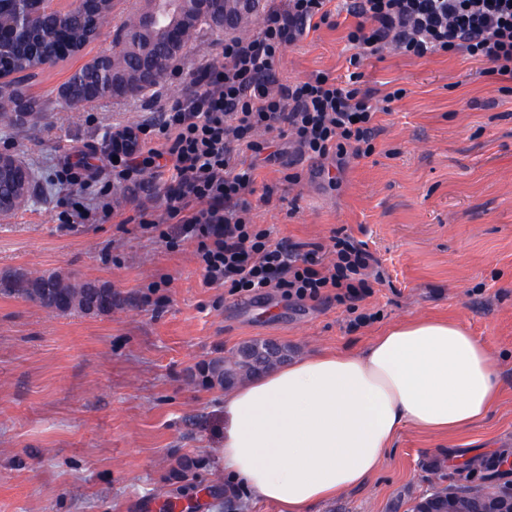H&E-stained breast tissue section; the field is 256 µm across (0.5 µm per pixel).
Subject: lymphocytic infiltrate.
Wrapping results in <instances>:
<instances>
[{
	"label": "lymphocytic infiltrate",
	"instance_id": "lymphocytic-infiltrate-1",
	"mask_svg": "<svg viewBox=\"0 0 512 512\" xmlns=\"http://www.w3.org/2000/svg\"><path fill=\"white\" fill-rule=\"evenodd\" d=\"M330 0H270L257 31L224 41L221 66L204 62L182 95L153 121L119 130L129 142L111 163L113 180L140 187L145 170L171 168L157 238L188 240L205 286L255 296L274 291L295 302L329 298L355 308L371 282H385L378 258L349 235L328 244L289 243L253 219L255 171L289 139L300 156L339 160L371 155L376 108L360 87L362 57L390 48L411 59L462 52L487 75L512 81V0H348L357 20L347 83L325 72L282 81L283 51L330 24Z\"/></svg>",
	"mask_w": 512,
	"mask_h": 512
}]
</instances>
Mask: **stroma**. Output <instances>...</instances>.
Wrapping results in <instances>:
<instances>
[{"label":"stroma","instance_id":"stroma-1","mask_svg":"<svg viewBox=\"0 0 512 512\" xmlns=\"http://www.w3.org/2000/svg\"><path fill=\"white\" fill-rule=\"evenodd\" d=\"M142 0H114L112 20L77 55L23 84L46 107L37 135L0 129V149L31 167L34 197L0 216V278L58 272L126 297L107 315L57 314L0 290V512H225L224 390L198 369L254 339L288 345L292 358L358 350L387 327L424 316L457 318L494 352L504 393L479 425L453 437L401 430L374 477L316 512H409L434 487L512 488V91L459 53L413 60L384 50L364 58L379 133L367 157L298 158L282 141L259 163L255 211L275 239L327 242L342 231L363 242L390 280L359 304L372 323L333 300L294 303L270 292L243 299L203 283L192 248L145 234L124 186L60 184L77 152L108 159L112 134L179 96L198 62L221 64L224 39L202 31L147 94L101 98L74 110L58 91L85 63L113 52ZM346 26L321 27L286 47L278 70L293 80L324 71L348 79ZM405 96L382 111L384 96ZM299 174L290 183L286 174ZM120 199L129 221L69 217L96 198ZM456 455L434 473L429 457Z\"/></svg>","mask_w":512,"mask_h":512}]
</instances>
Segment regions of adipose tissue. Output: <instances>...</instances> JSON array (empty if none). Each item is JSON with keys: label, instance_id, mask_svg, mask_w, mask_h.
<instances>
[{"label": "adipose tissue", "instance_id": "ef3b65f1", "mask_svg": "<svg viewBox=\"0 0 512 512\" xmlns=\"http://www.w3.org/2000/svg\"><path fill=\"white\" fill-rule=\"evenodd\" d=\"M501 397L492 352L460 321L410 319L227 392L224 471L279 512H313L367 483L402 428L449 436Z\"/></svg>", "mask_w": 512, "mask_h": 512}]
</instances>
